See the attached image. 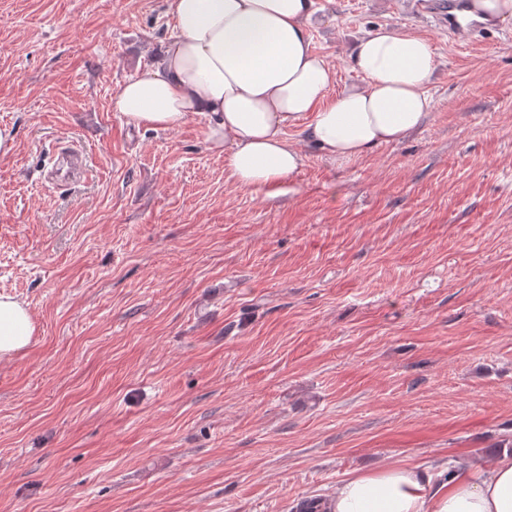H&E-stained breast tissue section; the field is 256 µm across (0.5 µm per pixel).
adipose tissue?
I'll return each instance as SVG.
<instances>
[{"instance_id": "ef3b65f1", "label": "adipose tissue", "mask_w": 512, "mask_h": 512, "mask_svg": "<svg viewBox=\"0 0 512 512\" xmlns=\"http://www.w3.org/2000/svg\"><path fill=\"white\" fill-rule=\"evenodd\" d=\"M313 0H167L173 36L112 99L127 124L171 130L207 117L206 140L224 151L238 188L281 183L303 166L301 143L348 162L405 140L428 118L436 58L406 28L378 27L356 45L363 82L337 95L336 72L308 31ZM297 139H290L288 129ZM32 316L0 293V361L23 352ZM324 512H512V456L453 472L392 464L350 477Z\"/></svg>"}]
</instances>
